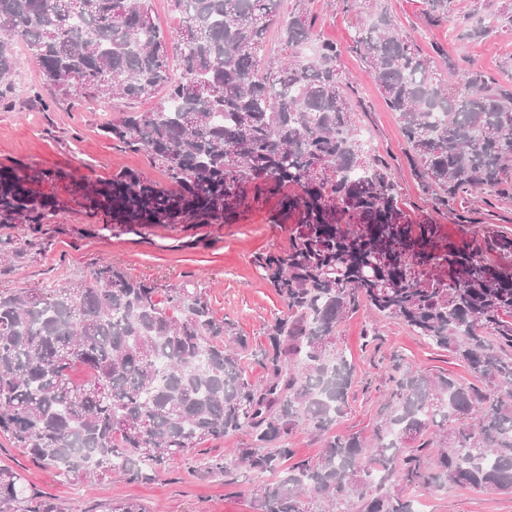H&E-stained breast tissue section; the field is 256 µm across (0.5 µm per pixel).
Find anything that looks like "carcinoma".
I'll list each match as a JSON object with an SVG mask.
<instances>
[{"label":"carcinoma","mask_w":512,"mask_h":512,"mask_svg":"<svg viewBox=\"0 0 512 512\" xmlns=\"http://www.w3.org/2000/svg\"><path fill=\"white\" fill-rule=\"evenodd\" d=\"M283 2L171 0L180 26L168 38L151 0H0L1 80L20 66V41L42 86L70 99L117 106L163 93L103 132L145 152L168 186L120 172L92 184L91 206L130 227L222 224L281 195L272 221H292L285 247L255 256L287 307L266 328L261 383L224 345L245 349L246 337L200 288L161 301L112 263L88 281L0 292V434L78 482L147 483L191 459L201 475L278 474L253 489L251 512H412L413 489L512 494V230L459 210L473 192L490 208L512 198V88L472 69L434 80L386 15L353 36L421 190L470 231L444 243L440 225L402 206L392 164L364 153L338 46L321 41L299 60L314 34L290 12L281 61H265ZM447 15L448 0H425L427 23ZM29 179L0 171V224L37 235L55 204L31 195ZM361 299L459 355L485 386L406 366L372 439L331 434L354 377L336 335ZM299 427L324 448L289 465L283 439ZM239 432L249 441L233 455H204V443ZM25 482L0 465V512H58L49 499L28 510Z\"/></svg>","instance_id":"carcinoma-1"}]
</instances>
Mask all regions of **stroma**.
Here are the masks:
<instances>
[{
  "label": "stroma",
  "mask_w": 512,
  "mask_h": 512,
  "mask_svg": "<svg viewBox=\"0 0 512 512\" xmlns=\"http://www.w3.org/2000/svg\"><path fill=\"white\" fill-rule=\"evenodd\" d=\"M306 12L317 38L337 44L340 71L355 88L354 119L368 134V147L393 165L403 204L413 220H432L444 233L459 238L454 215L437 209L420 192L407 162L408 151L398 117L390 112L374 78L353 52L352 36L371 14L386 11L401 32L430 57L442 81L453 67L483 71L492 81L512 85V0H450L448 16L438 25L423 18L424 0H288ZM488 19L482 40H456L463 17ZM22 64L10 84L0 83V168L33 174V194L53 196L58 206L41 235L24 224H0V238L12 239L11 262H0V291L48 288L91 278L112 262L133 277L153 282L160 292L184 285L205 289L217 317L234 325L248 339L242 365L255 381L263 380L258 353L267 344L265 331L286 307L262 278L253 260L257 254L286 244L289 225L270 221L269 208L241 212L228 224L146 225L136 233L110 228L100 211L87 208L82 184L130 170L162 181L149 157L112 143L103 126L113 118L98 103L79 104L42 88L39 66L23 45L15 47ZM55 179H45L46 171ZM338 347L355 366L348 408L337 422L340 433L371 436L391 391L396 362L432 374H447L468 384L474 377L451 352L417 336L404 323L382 317L367 304L341 323ZM0 464L22 472L33 496L52 500L60 512H103L112 502L134 499L148 512H250L249 499L257 477L235 474L203 477L187 462L173 464L149 483L105 478L82 483L66 481L53 469L35 466L21 450L0 436ZM427 512H512V495L468 489L426 493Z\"/></svg>",
  "instance_id": "obj_1"
}]
</instances>
